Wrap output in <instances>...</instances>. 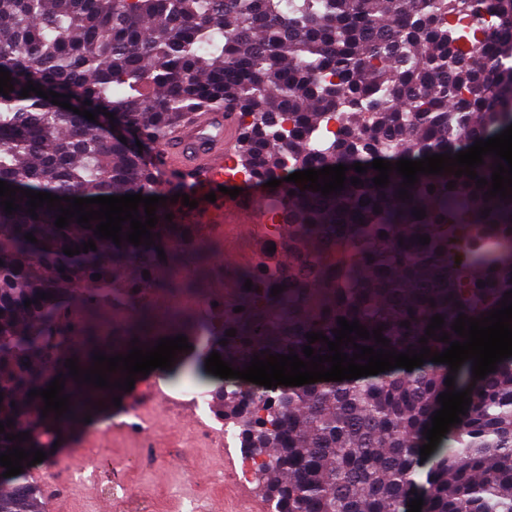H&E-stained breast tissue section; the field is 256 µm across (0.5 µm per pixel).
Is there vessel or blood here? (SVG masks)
Here are the masks:
<instances>
[{"label": "vessel or blood", "instance_id": "b4317fda", "mask_svg": "<svg viewBox=\"0 0 512 512\" xmlns=\"http://www.w3.org/2000/svg\"><path fill=\"white\" fill-rule=\"evenodd\" d=\"M236 134L233 113L195 115L160 150L161 168L197 203L189 212V219L212 228L227 218L237 221L245 217L259 222L262 210L255 198L239 196L213 202L206 199L213 185L224 179V164L229 159Z\"/></svg>", "mask_w": 512, "mask_h": 512}]
</instances>
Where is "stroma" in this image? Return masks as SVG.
<instances>
[{
    "label": "stroma",
    "instance_id": "35a3bbf8",
    "mask_svg": "<svg viewBox=\"0 0 512 512\" xmlns=\"http://www.w3.org/2000/svg\"><path fill=\"white\" fill-rule=\"evenodd\" d=\"M266 237L263 224H231L222 231L205 230L199 244L186 246L180 262L161 273L166 289L149 288V305L171 334L202 319L199 300L228 292L224 302L238 303L237 271L254 265ZM136 388L157 386L161 398L135 402L134 391L120 404L106 403L89 422L80 423L55 448L48 461L31 466L34 482L62 485L59 502L43 498V512H99L110 489L138 490L150 512H188L194 499L204 512H271L256 489L238 439L226 433L211 405L186 402L183 391H206L208 379L198 359L177 356L171 369L136 375ZM151 432L155 445L168 454H147L139 429Z\"/></svg>",
    "mask_w": 512,
    "mask_h": 512
}]
</instances>
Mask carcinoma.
<instances>
[{"label": "carcinoma", "instance_id": "carcinoma-1", "mask_svg": "<svg viewBox=\"0 0 512 512\" xmlns=\"http://www.w3.org/2000/svg\"><path fill=\"white\" fill-rule=\"evenodd\" d=\"M0 67L14 87L0 93V181L18 189L22 206L9 215L0 205V422L13 421L0 454L16 445L49 452L60 424L112 394L75 382L66 360L87 370L96 351L155 346L145 309L134 311L137 325L116 348L81 323L70 330L63 315L159 284L160 269L195 241L183 198L169 200L136 142L162 147L199 112L237 114L242 171L256 185L281 180L264 201L288 226L266 264L237 273L252 290L242 291L243 311L226 309L224 322L207 329L203 358L217 351L241 370L256 355L292 351L303 360L307 344L326 355L327 344L305 334L333 341L339 317L370 332L383 326L389 349L404 353L421 349L436 314L444 325L427 346L442 352L450 347L442 333L464 341L452 330L459 314L479 318L512 290V199H486L491 185L445 172L418 175L403 201L396 171L381 188L378 171L351 169L454 155L512 125V0H0ZM29 81L70 96L96 121L33 92L21 96ZM339 164L350 166L339 193L284 181L288 171ZM22 188L168 201L156 208L152 245L118 247L74 218L56 227L55 207L32 217ZM416 207L424 219L412 215ZM421 235L430 243H418ZM90 239L97 250L63 253ZM275 285L284 290L273 296ZM61 374L69 411L44 417L42 397L29 392ZM448 375V365L427 360L288 390L217 376L211 397L274 512H407L419 496L423 512H512V357L476 382L455 378L454 390L472 388V402L446 433L449 447L423 461ZM19 432L29 439H6ZM22 465L9 478L0 466V512H41Z\"/></svg>", "mask_w": 512, "mask_h": 512}]
</instances>
